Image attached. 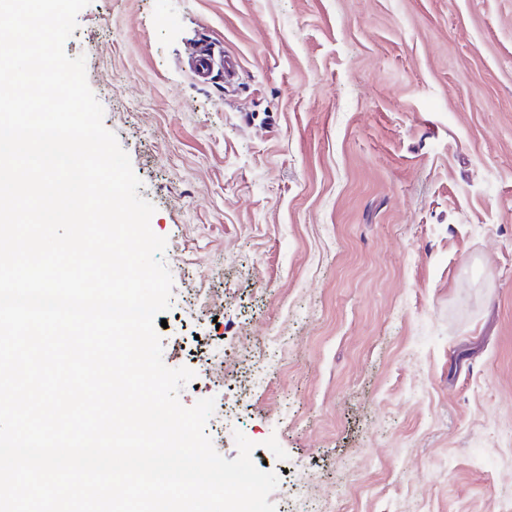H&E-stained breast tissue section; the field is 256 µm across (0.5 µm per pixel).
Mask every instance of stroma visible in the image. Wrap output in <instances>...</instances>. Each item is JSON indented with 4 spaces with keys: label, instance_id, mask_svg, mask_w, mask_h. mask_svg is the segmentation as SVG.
Wrapping results in <instances>:
<instances>
[{
    "label": "stroma",
    "instance_id": "obj_1",
    "mask_svg": "<svg viewBox=\"0 0 512 512\" xmlns=\"http://www.w3.org/2000/svg\"><path fill=\"white\" fill-rule=\"evenodd\" d=\"M65 51L155 207L162 358L215 450L255 442L277 512H512V0H90Z\"/></svg>",
    "mask_w": 512,
    "mask_h": 512
}]
</instances>
